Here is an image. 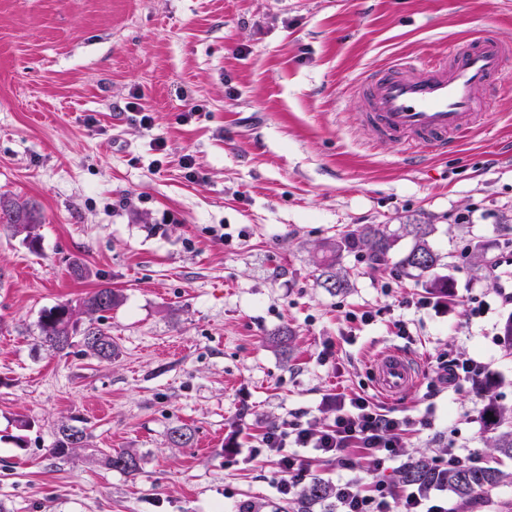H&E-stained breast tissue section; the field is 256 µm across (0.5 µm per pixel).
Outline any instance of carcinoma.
Wrapping results in <instances>:
<instances>
[{
	"label": "carcinoma",
	"instance_id": "obj_1",
	"mask_svg": "<svg viewBox=\"0 0 512 512\" xmlns=\"http://www.w3.org/2000/svg\"><path fill=\"white\" fill-rule=\"evenodd\" d=\"M15 203L16 199L0 195V223L23 236V242L35 252L40 243V217L32 215L22 219L13 209ZM435 231L433 224H402L397 231H389L380 224H362L349 229L316 248L314 263L320 271L319 285L331 293L347 292L352 288V280L350 270L342 265L344 254L355 252L370 265H387L393 260L400 240L409 237L411 245L401 253L397 265L428 293L446 294L450 288L448 276L439 273L446 263L430 244V237ZM121 300L118 292L102 287L76 305L67 302L46 309L38 322L41 339L52 349L63 352L72 346V338L78 331V325L63 317V311L69 310L79 318L85 316L92 321L96 314L112 310ZM290 338L291 331L285 327L268 336L267 341L286 355ZM82 342L91 354L101 359H110L118 351L112 336L92 325L83 330ZM483 414L486 415L485 430L493 448L489 457L477 463L453 464L446 468L437 467L432 458L423 455L413 457L397 471L395 482L422 493L433 488H446L462 505L492 493L505 483H512V470L507 468L512 464V407L498 403L491 395ZM85 439L83 430L63 426L55 441L54 453L63 458L69 450L82 446ZM104 459L109 467L128 475H135L141 469V457L130 450L106 454ZM334 491L335 486L328 480L318 474L310 475L298 499L300 512H309L311 507L331 501Z\"/></svg>",
	"mask_w": 512,
	"mask_h": 512
}]
</instances>
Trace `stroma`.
<instances>
[{
	"label": "stroma",
	"instance_id": "35a3bbf8",
	"mask_svg": "<svg viewBox=\"0 0 512 512\" xmlns=\"http://www.w3.org/2000/svg\"><path fill=\"white\" fill-rule=\"evenodd\" d=\"M485 29L512 43V0H0V194L41 214L35 253L0 227V512H296L270 484L275 459L253 453L261 435L376 396L388 347L416 374L392 409H424L442 350L486 363L512 406L498 340L512 308L474 318L464 303L491 292L512 225V86L445 153L408 160L361 128L368 72ZM361 224L435 225L451 285L441 308H405L421 286L352 254L347 295L318 285L315 246ZM473 237L487 246L477 271ZM102 286L123 296L97 322L114 358L41 341L42 310ZM347 310L377 318L350 324ZM284 327L287 358L267 343ZM434 403V428L408 437L406 456L437 458L451 441L490 454L477 386ZM64 425L88 445L62 460ZM182 425L193 441L173 445ZM124 449L141 455L137 475L105 465Z\"/></svg>",
	"mask_w": 512,
	"mask_h": 512
}]
</instances>
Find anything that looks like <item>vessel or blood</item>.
<instances>
[{"label": "vessel or blood", "mask_w": 512, "mask_h": 512, "mask_svg": "<svg viewBox=\"0 0 512 512\" xmlns=\"http://www.w3.org/2000/svg\"><path fill=\"white\" fill-rule=\"evenodd\" d=\"M510 57L512 45L486 31L466 44L449 42L437 59L402 55L368 73L361 86L369 137L394 142L411 158L447 151L484 125L487 93L503 81ZM372 377L383 394L403 395L413 381L405 352L387 349Z\"/></svg>", "instance_id": "b4317fda"}]
</instances>
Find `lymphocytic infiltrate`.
Masks as SVG:
<instances>
[{
	"instance_id": "1",
	"label": "lymphocytic infiltrate",
	"mask_w": 512,
	"mask_h": 512,
	"mask_svg": "<svg viewBox=\"0 0 512 512\" xmlns=\"http://www.w3.org/2000/svg\"><path fill=\"white\" fill-rule=\"evenodd\" d=\"M485 371L483 362L444 351L436 358L434 378L427 384L428 396L441 386L461 390L465 383ZM431 411L412 416L378 406L357 396L342 402L331 422L322 424L308 413L292 414L280 427L263 433L258 454L273 456L277 467L270 481L284 499H295L308 477L309 453H316L343 469L357 466L352 450L361 451L369 471L404 454L408 435L430 429ZM332 512H451L447 500L430 499L414 492L399 493L382 480L350 478L337 481Z\"/></svg>"
}]
</instances>
